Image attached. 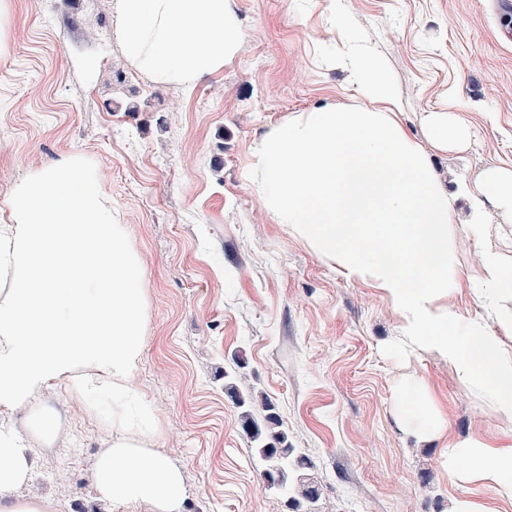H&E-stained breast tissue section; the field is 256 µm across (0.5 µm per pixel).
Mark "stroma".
<instances>
[{
    "instance_id": "35a3bbf8",
    "label": "stroma",
    "mask_w": 512,
    "mask_h": 512,
    "mask_svg": "<svg viewBox=\"0 0 512 512\" xmlns=\"http://www.w3.org/2000/svg\"><path fill=\"white\" fill-rule=\"evenodd\" d=\"M347 26H337V3ZM239 54L194 86L156 83L129 61L114 31L118 0H13L0 54V198L30 172L74 157L102 176L119 223L146 265L147 325L137 384L163 452L183 472L182 512H289L264 486V465L224 389L241 379L270 399L291 447L321 487L316 512H448L481 496L448 479L440 452L482 435L512 446L498 417L447 361L402 342L398 308L372 276L321 259L264 207L249 180L254 145L288 118L363 90L332 63L358 42L397 86L396 115L467 216L486 169H512V0H230ZM110 39H102V29ZM121 68L126 81H116ZM136 100L141 110L125 105ZM445 112L467 139L435 148L426 118ZM457 287L445 304L485 316L480 242L450 228ZM435 409L441 433L396 401L399 389ZM42 404L59 433L29 436L35 474L23 495L51 512H147L98 500L92 465L112 431L111 401L49 387Z\"/></svg>"
}]
</instances>
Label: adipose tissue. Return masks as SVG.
I'll list each match as a JSON object with an SVG mask.
<instances>
[{"mask_svg":"<svg viewBox=\"0 0 512 512\" xmlns=\"http://www.w3.org/2000/svg\"><path fill=\"white\" fill-rule=\"evenodd\" d=\"M118 35L133 63L162 83L192 86L239 52L228 0H119ZM364 89L348 111L327 104L273 128L254 148L250 179L280 223L320 258L356 275L374 271L399 309L409 345L448 362L459 381L512 420V241L488 237L491 210L512 214V170L485 172L467 230L482 244L485 317L444 307L456 287L448 231L453 199L420 145L395 119L396 89L375 53L354 45L338 60ZM0 412L26 410L28 428L52 440L38 400L54 382L112 398V437L93 468L101 499L181 512L180 468L160 451L156 416L136 386L143 356L146 267L101 188L74 158L33 172L0 200ZM449 480L491 491L455 498L449 512H512V448L476 435L444 450ZM33 460L25 438L0 426V512H49L26 498Z\"/></svg>","mask_w":512,"mask_h":512,"instance_id":"1","label":"adipose tissue"}]
</instances>
